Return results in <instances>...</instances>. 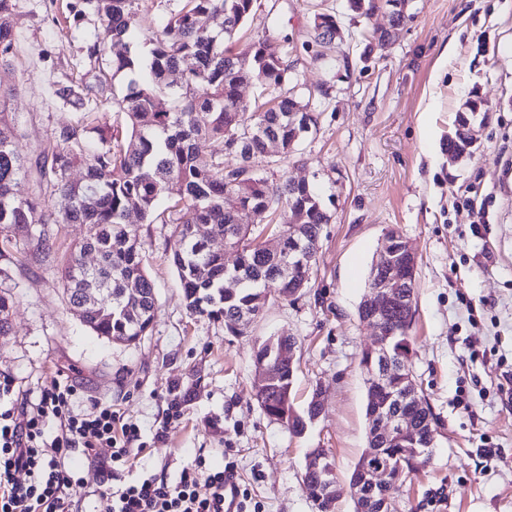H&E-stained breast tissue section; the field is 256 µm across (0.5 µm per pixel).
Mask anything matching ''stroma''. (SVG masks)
Masks as SVG:
<instances>
[{"label": "stroma", "mask_w": 512, "mask_h": 512, "mask_svg": "<svg viewBox=\"0 0 512 512\" xmlns=\"http://www.w3.org/2000/svg\"><path fill=\"white\" fill-rule=\"evenodd\" d=\"M14 3L18 55L4 103L29 165L16 187L25 198L40 151L80 117L53 85L89 69L83 48L100 23L91 13L62 22L49 0ZM321 12L336 16L343 36L316 66L302 43ZM390 24L389 9L360 16L346 0H257L241 33L290 52L297 83L313 92L318 125L300 161L265 171L274 182L285 174L315 184L332 216L305 295H270L246 334H228L187 311L164 259L173 225L131 216L156 282L151 331L130 345L94 336L70 311L53 268L33 260L12 268L11 329L0 335L10 404L67 381L75 410L105 403L139 424L146 448L121 482L175 480L201 451L212 466H234L252 512H317L302 476L310 452L323 448L341 492L337 510L354 512L348 487L367 441L359 359L374 340L357 310L393 228L419 255L412 369L439 420L432 459L397 494L395 512H512V0H409L391 44L369 49L372 31ZM470 99L485 121L471 154L454 162L448 136ZM277 334L298 340L295 410L315 392L324 408L300 437L270 422L252 390L253 348ZM176 390L189 395L182 418L156 440ZM72 460L82 479L77 512H97L112 451L77 449Z\"/></svg>", "instance_id": "obj_1"}]
</instances>
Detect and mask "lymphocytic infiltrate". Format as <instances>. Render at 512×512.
I'll return each instance as SVG.
<instances>
[{"label":"lymphocytic infiltrate","instance_id":"obj_1","mask_svg":"<svg viewBox=\"0 0 512 512\" xmlns=\"http://www.w3.org/2000/svg\"><path fill=\"white\" fill-rule=\"evenodd\" d=\"M73 393L57 382L30 408L0 412V512H71L82 484L67 461L72 449L89 455L106 445L113 462L129 463L139 426L101 403L76 411ZM19 472L26 481L16 480ZM235 476L234 468L210 469L200 458L173 482L150 475L112 487L101 493L99 512H224V482Z\"/></svg>","mask_w":512,"mask_h":512}]
</instances>
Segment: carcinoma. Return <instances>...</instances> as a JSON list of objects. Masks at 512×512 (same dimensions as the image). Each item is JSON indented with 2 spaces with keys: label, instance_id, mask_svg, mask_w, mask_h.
I'll return each instance as SVG.
<instances>
[{
  "label": "carcinoma",
  "instance_id": "cac0c4a2",
  "mask_svg": "<svg viewBox=\"0 0 512 512\" xmlns=\"http://www.w3.org/2000/svg\"><path fill=\"white\" fill-rule=\"evenodd\" d=\"M383 1L391 7L393 27L405 20L402 0H347L353 13L368 16ZM148 0H68V15L78 19L93 10L101 21L103 40L87 47L89 59H99L104 43L119 46L112 57V73L103 70L94 82H59L54 95L83 110L74 126L61 129L39 153L40 179L31 198L17 196L15 187L27 172L12 131L0 109V280H11V267L23 265L29 251L41 262L54 266L71 308L84 303L87 288H99L97 308L86 311L82 324L108 341L132 344L150 330L155 317L154 284L144 266L142 243L127 224L135 213L148 223L173 224L165 243V257L177 271L189 312L224 322L236 335L263 310L270 287L290 298L292 282L308 284L322 225L331 221L317 187L291 186L284 175L274 183L260 167L288 164L303 140L301 107H310L304 94L284 89L291 82L296 62L288 54L267 51V39L238 45L235 36L254 12L257 0H178L169 10L162 30L146 25L143 12ZM216 27L203 26V19ZM324 31L312 27L314 42L324 47L336 30V16L318 13ZM141 36L150 45L149 57L132 52L130 39ZM16 50L11 0H0V69L10 65ZM193 61L192 68L181 65ZM130 72L122 96H111L114 75ZM181 72L180 80L170 79ZM252 80L260 87L254 104L238 101L239 86ZM102 99L107 108L125 116V125L103 120L89 108ZM448 151L460 157L471 153L474 138L467 128V113L478 109L475 100L465 103ZM280 146V155L269 157V140ZM235 163L227 164L224 156ZM83 169L80 181L70 178L72 169ZM178 185L177 196L170 186ZM55 197L62 207L52 212L46 199ZM251 207L275 216L272 225L290 248L301 242L305 261L297 263L294 278L278 276L288 256L267 252L247 224L239 223L240 210ZM67 224H82V240L63 247L61 232ZM206 226L223 236L236 254L227 267L224 253L209 249L198 236ZM87 253L98 257L87 267ZM234 277L238 287H224ZM292 336H270L258 344L254 361L265 360L268 378L254 380L256 400L272 421L294 435L303 434L322 414L318 394L299 413L291 391L296 368L277 361L275 349L293 346ZM387 356L365 350L360 365H382L391 376L389 390L378 394L376 406L387 417L417 428L419 455L404 456L406 472H415L431 455L430 442L437 421L421 395L409 396L405 375L411 372L413 336L399 332L388 342ZM367 447L376 448L380 463L409 447L403 437L367 432ZM336 481L327 464L311 462L303 477L311 499L323 484ZM355 512H391L380 487H368L365 497L354 502Z\"/></svg>",
  "mask_w": 512,
  "mask_h": 512
}]
</instances>
